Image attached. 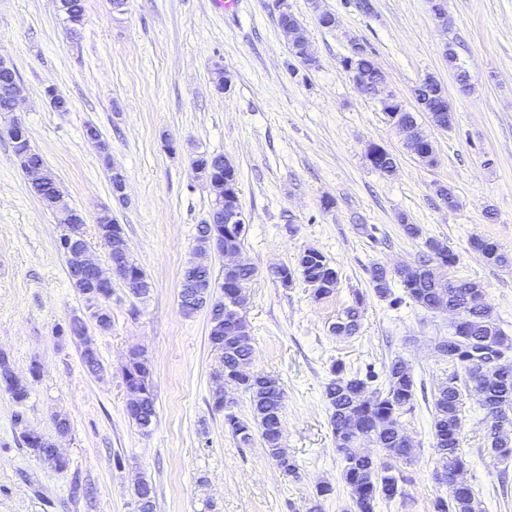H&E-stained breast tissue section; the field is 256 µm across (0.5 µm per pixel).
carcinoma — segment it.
<instances>
[{
	"mask_svg": "<svg viewBox=\"0 0 512 512\" xmlns=\"http://www.w3.org/2000/svg\"><path fill=\"white\" fill-rule=\"evenodd\" d=\"M65 20L72 25H79L83 20V0H65ZM342 67L362 76L370 84L379 78V68L373 52L361 49L356 56H345L341 60ZM429 78L419 83V97L423 101L420 111L429 114L430 118L439 122L448 121L446 107L437 103L438 96L428 84ZM388 118L412 130L419 141L427 139L421 130L417 113L407 110L401 105L393 107L387 113ZM13 153L20 166L44 164L42 156L25 143L12 144ZM371 167L382 175L390 176L396 170L395 159L386 149L369 159ZM209 188L214 198H223L224 206L215 212L218 223H224V213L239 206V198L224 196V185L211 183ZM59 224H73L79 228L85 224L80 211L67 206L64 211L56 214ZM425 246L427 252L419 255L402 269L392 272L375 264L370 269V280L374 293L390 303L399 305L403 298L414 304L435 312L440 308H465L472 302V296L478 291L479 282L469 279L455 280L450 288L440 283L428 266L431 256L440 258L442 263L452 267L456 265L458 256L448 245L437 239H429ZM470 248L480 253L486 262L493 266H505L509 258L500 252L498 246L486 239L473 237ZM334 272L328 259L323 254L305 263L298 269L286 266L275 273L280 282L299 275L304 282L313 287L315 299H321L335 291L337 280L329 278ZM257 271L252 263L247 262L231 273H224V280L217 283L224 291V315L210 322L209 341L211 344L223 343L221 359L224 371V383L231 384L235 389L248 396L252 420H244L235 413L224 411L222 397L213 401L217 411L224 412V426L234 436L240 437L244 443L252 440L253 432H258L265 451L277 467L286 475L298 473L296 459L285 448L283 435L273 429L274 416L282 415L283 403L279 395L283 387L279 378L260 372L251 379H243L237 373L239 364L249 360L253 346L251 336H240L235 331L231 317L236 314L235 283H249ZM399 284L403 296H394L393 285ZM364 298L357 294L351 305L347 306L342 316L335 323L334 330L338 336H349L356 333L364 319ZM473 316L469 336L459 341L455 331L448 334V362L455 368L448 376V382L438 388L432 399L433 415V448L440 471L451 477L459 467L465 465L462 450V385L468 384L472 375L471 365L477 352L486 349L488 338L506 339L512 343V337L499 326L497 318H489L488 306L471 311ZM124 380L136 381L146 391L143 406L138 412L128 413V417L137 427L147 423H155L156 397L152 385L151 367L145 356L132 354L128 356L122 368ZM332 378L324 387V397L330 411L329 421L336 444V453L343 462L341 481L348 488L353 504V512H376L379 504L389 503L404 497L402 483L397 466L399 461H407L411 452L404 448L399 432L400 418L414 408L416 382L411 367L402 359L394 358L385 367L382 387L373 389L375 399L363 401L358 397V390L378 379V374L368 371L362 375L358 372L349 374L345 365L336 363L331 368ZM4 384L16 404H23L29 396V385L23 383L13 372L9 360L0 356V384ZM487 390L494 406L495 417L504 420L512 427V369L504 376L487 382ZM14 424L22 430L21 437L31 456L38 462L64 472L69 468V461L55 455L52 439L28 429L25 413H14ZM370 443L381 449L378 457L364 458L359 448ZM487 455L491 460L504 463L512 459V437L499 436L487 438ZM435 512H482V504L474 489L452 492L445 490L434 501Z\"/></svg>",
	"mask_w": 512,
	"mask_h": 512,
	"instance_id": "cac0c4a2",
	"label": "carcinoma"
}]
</instances>
